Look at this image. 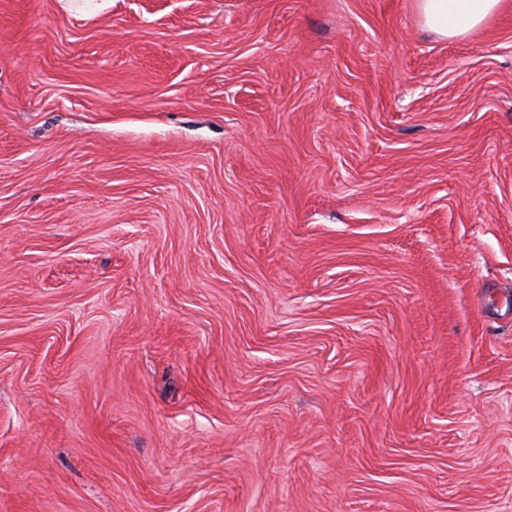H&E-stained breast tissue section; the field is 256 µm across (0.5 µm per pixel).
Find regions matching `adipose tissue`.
I'll list each match as a JSON object with an SVG mask.
<instances>
[{"mask_svg": "<svg viewBox=\"0 0 512 512\" xmlns=\"http://www.w3.org/2000/svg\"><path fill=\"white\" fill-rule=\"evenodd\" d=\"M501 0H418L424 25L443 38L468 35L494 16Z\"/></svg>", "mask_w": 512, "mask_h": 512, "instance_id": "adipose-tissue-1", "label": "adipose tissue"}]
</instances>
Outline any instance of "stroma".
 I'll return each mask as SVG.
<instances>
[{
    "label": "stroma",
    "instance_id": "stroma-1",
    "mask_svg": "<svg viewBox=\"0 0 512 512\" xmlns=\"http://www.w3.org/2000/svg\"><path fill=\"white\" fill-rule=\"evenodd\" d=\"M0 512H512V0H0ZM501 0H418L424 25L443 38L468 35L494 16Z\"/></svg>",
    "mask_w": 512,
    "mask_h": 512
}]
</instances>
